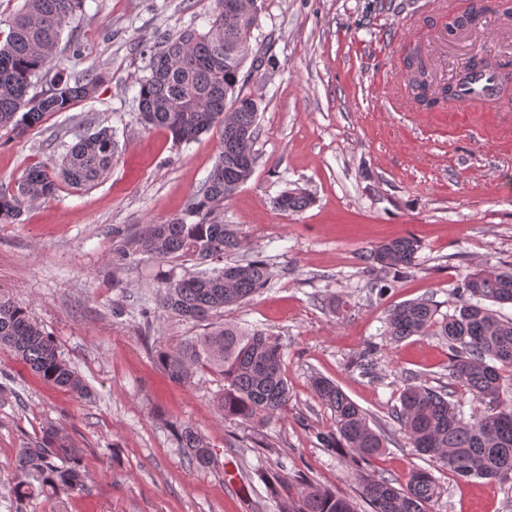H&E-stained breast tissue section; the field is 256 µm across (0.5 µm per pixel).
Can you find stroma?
<instances>
[{"label":"stroma","instance_id":"obj_1","mask_svg":"<svg viewBox=\"0 0 512 512\" xmlns=\"http://www.w3.org/2000/svg\"><path fill=\"white\" fill-rule=\"evenodd\" d=\"M471 2L264 0L252 41L263 64L245 84L261 102L258 160L223 216L242 242L237 258L265 256L272 279L206 326L157 308L154 261L119 266L113 251L147 224L185 215L220 152L214 133L179 145L145 130L136 99L144 49L163 33L204 28L212 2L85 0L59 59L97 81L96 97L23 135L0 131V185L56 157L51 134L64 124L110 128L118 151L95 187L61 186L20 223L0 224V293L57 339L89 393L54 389L0 354V383L14 391L0 404V512L15 508L16 449L49 421L83 449L89 474L68 512H281L304 478L357 496L355 475L314 438L332 422L310 386L317 374L388 437L367 473L430 470L443 490L435 512H512V487L433 466L391 416L406 382L448 385L449 350L437 336L393 341L387 309L423 297L451 312L457 285L512 267V90L489 109H428L400 100L395 84L414 55L436 88L477 53L512 68V0H491L477 24L453 27V12ZM296 187L312 204L280 211L277 197ZM408 235L421 245L415 268L367 264L381 241ZM224 324L275 336L284 351L290 406L257 435L219 414V374L200 370L178 385L156 361L158 350ZM176 421L205 436L217 467L190 463ZM269 466L282 484L276 497L258 477Z\"/></svg>","mask_w":512,"mask_h":512}]
</instances>
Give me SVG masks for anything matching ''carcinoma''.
Segmentation results:
<instances>
[{"label": "carcinoma", "instance_id": "carcinoma-1", "mask_svg": "<svg viewBox=\"0 0 512 512\" xmlns=\"http://www.w3.org/2000/svg\"><path fill=\"white\" fill-rule=\"evenodd\" d=\"M212 0L207 30L187 28L167 35L147 50L148 74L138 83L142 123L168 131L173 141L189 144L215 132L221 150L209 175L191 197L187 222L174 217L149 224L131 245L114 255L121 266L138 259L157 262L158 309L184 319L206 322L226 307L253 296L270 282L266 260L255 257L234 263L224 258L240 249L237 232L225 224L220 210L252 176L258 137L257 107L240 87L241 70L251 53L250 22ZM82 0H23L0 40V130L18 134L46 117L70 111L95 98L97 84L59 69V42ZM55 74H50V71ZM45 80L30 94L33 80ZM416 100L431 107L449 94L451 86L433 93L425 71L412 75ZM73 135L75 141L64 140ZM64 149L51 163L27 169L14 189L0 190V223L19 220L24 208L51 198L65 183L92 188L112 169L117 144L112 130H60ZM312 202L309 194L290 189L277 199L284 212H299ZM419 241L398 237L370 253L374 268L405 272L416 266ZM185 261L194 268L176 275ZM453 312L438 314L427 299L400 303L386 314L387 332L399 342L411 336H439L451 351L448 372L472 399L484 405L477 417L465 416L462 401L452 402L453 390L407 385L393 418L403 427L409 445L438 466L465 481L488 479L512 484V399L503 398L502 371H512V319H503L495 305L512 304V269L479 271L456 288ZM0 351L13 356L44 383L81 397L84 379L63 358L57 343L33 321L25 308L0 294ZM157 361L167 377L188 383L198 368L224 378L217 408L260 434L270 420L286 411L290 401L283 352L278 339L238 326H223L205 336L183 339ZM311 387L332 412V425L315 433L318 445L340 454L346 462L370 461L382 454L387 438L369 424L366 412L335 382L313 376ZM176 440L200 468L214 463L212 448L192 426L181 425ZM14 466L21 480L14 497L20 503L44 498L63 512L69 499L86 490L83 450L75 447L59 426L43 427L40 436L16 449ZM366 512H432L442 494L432 474L411 469L401 478L355 473ZM283 512H358V503L336 491L307 485Z\"/></svg>", "mask_w": 512, "mask_h": 512}]
</instances>
